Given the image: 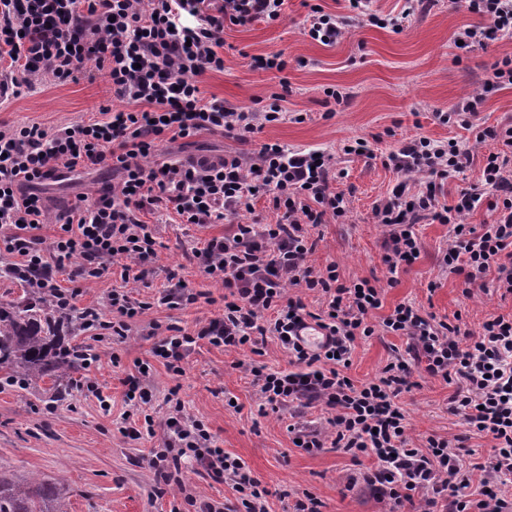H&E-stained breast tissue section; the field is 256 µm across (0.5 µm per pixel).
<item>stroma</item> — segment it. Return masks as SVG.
Here are the masks:
<instances>
[{"label":"stroma","instance_id":"stroma-1","mask_svg":"<svg viewBox=\"0 0 512 512\" xmlns=\"http://www.w3.org/2000/svg\"><path fill=\"white\" fill-rule=\"evenodd\" d=\"M324 12L342 14L345 0H285L283 15L276 21H254L224 27V69L202 76L206 97H215L242 108L259 109L289 83L288 111L299 112L303 122L284 121L266 125L253 137V147L278 143L291 150H318L334 155L344 173L336 189L350 201L348 223L321 224L312 233L319 239L309 265L320 268L333 263L342 279L387 280L382 264L384 226L373 216L376 201L386 197L400 181V174L386 168L382 159L416 136L445 142L461 136L456 127L436 120L460 99L484 93L480 116L492 126L512 118V87L483 92L482 86L495 62L512 56V37L466 51L453 43L455 32L478 18L453 0H435L424 14L413 17L401 32L359 23L336 45L325 46L303 33V20L311 5ZM282 53L288 62L284 71L258 69L253 58ZM348 93V104L326 116V88ZM125 109L126 103L112 94L105 72L88 64L76 80L57 83L36 78L33 89L0 101V127L38 123L56 129L93 117L100 106ZM366 139L373 157L344 154L343 144ZM240 145L220 134L202 133L190 139L163 140L158 145L161 160L191 156L218 158L239 150ZM112 181L108 169L76 170L70 180L46 185L50 224L40 228L51 239L57 228L54 217L79 202L80 195L93 194ZM145 220L155 230L157 256L145 285L135 297L152 300L175 273L189 287L205 292V299L182 309L164 307L147 312L127 339L118 340L94 330L72 327L64 330L63 342L98 356L89 367H78L73 385L64 397H55L51 381L22 389L6 382L0 371V471L31 476L47 482L65 478L68 512H188L186 495L200 500L224 501L235 497L230 480L220 481L194 472L184 463L181 485H169L157 496V476L149 459L163 446L162 433L139 440L119 431L123 417L143 420L152 416L162 423L166 398L177 390L185 411L202 420L215 446L245 462L269 491V512H292L295 501L312 494L322 501V512H388L389 507L369 494L360 478L372 465L371 458L352 460L333 449L309 454L294 447L288 432V412L262 414V399L250 368L261 363L275 370L288 369V356L276 340H268L261 354L244 349L227 352L199 342L182 362V375L168 372L153 360L149 322L175 324L192 333L222 315L224 291L207 280L185 254L222 236L221 224L197 226L181 223L172 213L156 212ZM419 258L399 272L394 287L387 289L385 304L412 302L437 316L464 312L471 328L492 314L512 312V301L496 294L480 293L463 301L456 278L443 276L439 258L448 244V227L422 224ZM436 290H429V282ZM406 337L373 335L356 341L349 376L359 382L373 379L386 364L393 349H406ZM148 362L152 371L145 381L149 404L127 401V379L137 374L138 363ZM96 392H88V385ZM450 389L441 380L419 377L416 387L403 394L402 403L415 440L430 435H464L465 452L483 460L491 445L488 437L465 434L456 417L448 412Z\"/></svg>","mask_w":512,"mask_h":512}]
</instances>
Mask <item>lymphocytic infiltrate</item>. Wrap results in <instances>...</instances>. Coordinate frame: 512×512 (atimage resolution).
I'll use <instances>...</instances> for the list:
<instances>
[{"instance_id": "lymphocytic-infiltrate-1", "label": "lymphocytic infiltrate", "mask_w": 512, "mask_h": 512, "mask_svg": "<svg viewBox=\"0 0 512 512\" xmlns=\"http://www.w3.org/2000/svg\"><path fill=\"white\" fill-rule=\"evenodd\" d=\"M205 0H0V91L18 94L34 74L58 82L76 79L88 61L104 69L115 96L127 109L101 107L97 117L49 130L37 124L0 128V249L9 260L0 274L27 281L49 298L56 312H78L83 327L93 326L127 338L152 307L178 309L195 304L199 292L176 281L154 301H143L128 284L144 282L156 254V238L143 221L147 212L173 210L185 224H220L228 233L192 249L189 259L211 283L223 288V316L210 319L196 334L177 325L150 322L152 354L173 374L198 341L235 351L260 353L267 339L287 350L290 370L250 369L265 405L272 411L299 400L332 412L323 427L289 425L307 453L333 448L352 457L367 455L373 465L363 480L380 501L399 507L427 492L433 512H512V497L499 488L512 474V314H493L479 330L461 314L437 318L411 302L394 306L372 323L383 306L379 279L344 281L335 264L315 268L307 259L318 244L311 230L335 221L346 223L345 193L333 190L339 174L331 155L291 151L277 143L257 149L248 144L256 132L285 118L281 103L289 86L274 94L268 108H237L206 98L199 78L223 71L224 26L280 18L285 0H223L216 12H203ZM464 8L484 17L454 34L464 48L512 36V0H462ZM426 0H404L401 12L381 17L370 0H348L347 14L333 15L311 6L303 31L312 40L336 44L359 19L401 31ZM478 98L458 101L438 113L441 124L465 130L463 138L442 146L415 137L387 154L383 163L403 179L373 207L386 228L382 262L388 274L413 264L421 253L417 224L431 220L448 227V245L439 260L443 274L459 277L463 299L475 292L512 297V121L485 126ZM219 133L243 143V151L204 166L156 159L163 138L184 139ZM491 143L481 176L441 202V188L464 174L476 144ZM111 168L112 187L58 217L52 241L39 236L48 209L39 190L45 182L67 180L76 167ZM269 196L280 216L263 223L253 201ZM486 207L484 223L467 218ZM250 215V223L237 216ZM74 270H67V263ZM119 263L122 287L112 289L102 307L77 308L78 283L100 278ZM68 273L70 287L58 277ZM316 294L319 312L308 311L298 289ZM315 321L326 333L322 348L300 344L297 328ZM383 330L408 339L405 352H394L371 381L348 376L354 343ZM452 386L448 411L468 432L490 437L484 461L465 460L458 439L428 436L416 443L401 407L413 373ZM199 475L230 477L236 501H200L195 512H268L266 495L244 462L213 447L205 423L188 416L181 402L170 403L165 419L164 451L151 466L164 480L185 461Z\"/></svg>"}]
</instances>
